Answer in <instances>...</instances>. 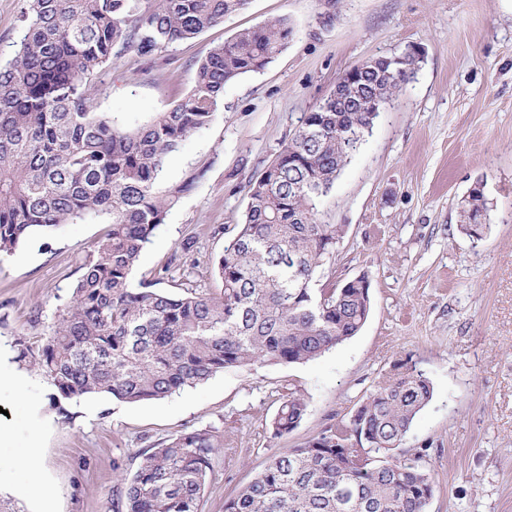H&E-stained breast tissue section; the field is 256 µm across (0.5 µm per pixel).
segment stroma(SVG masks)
I'll list each match as a JSON object with an SVG mask.
<instances>
[{
    "mask_svg": "<svg viewBox=\"0 0 512 512\" xmlns=\"http://www.w3.org/2000/svg\"><path fill=\"white\" fill-rule=\"evenodd\" d=\"M26 0H0V64L16 54ZM290 18L294 37L262 71L227 85L209 124L171 154L160 186L191 182L143 250L135 279L171 293L218 291L224 241L246 210L245 187L349 68L417 43L424 60L376 119L320 219L342 225L336 282L371 281L361 331L306 364L227 371L160 399L89 396L53 404L34 359L109 232L67 223L0 262V348L28 377L0 394V462L37 448L57 512H117L116 489L144 452L182 432L224 435L199 512H224L272 454L348 421L397 361L428 377L433 397L399 455L432 477L427 512H512V0H251L247 9L153 57H114L93 93L127 127L166 111L192 87L197 63L237 32ZM487 230L458 229L456 205L475 182ZM307 402L300 425L274 437L288 384Z\"/></svg>",
    "mask_w": 512,
    "mask_h": 512,
    "instance_id": "obj_1",
    "label": "stroma"
}]
</instances>
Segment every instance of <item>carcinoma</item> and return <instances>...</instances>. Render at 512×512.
Listing matches in <instances>:
<instances>
[{
  "instance_id": "obj_1",
  "label": "carcinoma",
  "mask_w": 512,
  "mask_h": 512,
  "mask_svg": "<svg viewBox=\"0 0 512 512\" xmlns=\"http://www.w3.org/2000/svg\"><path fill=\"white\" fill-rule=\"evenodd\" d=\"M250 0H29L15 57L0 66V258L37 231L78 220L112 226L83 264L70 301L34 365L53 401L109 394L125 403L165 398L218 373L256 365L304 364L356 335L370 312L366 276L321 283L342 237L319 218L326 195L355 146L344 128L368 123L373 97L392 100L413 77L367 61L368 91L310 115L247 187L243 222L224 244L213 273L220 292L173 295L159 281L133 283L141 252L185 183L165 194L157 182L166 157L205 127L224 86L264 69L293 35L286 17L238 32L198 63L188 95L129 129L97 112L92 90L112 58L152 57L194 39ZM484 192L457 204L459 230L487 211ZM352 414L267 466L224 503V512H426L428 471L391 454L432 398L429 379L407 364ZM307 404L285 388L271 423L291 433ZM211 430L183 432L148 450L122 478L124 512H198L216 449Z\"/></svg>"
}]
</instances>
